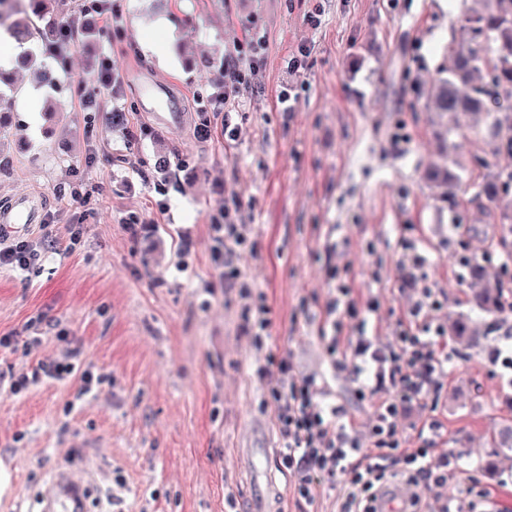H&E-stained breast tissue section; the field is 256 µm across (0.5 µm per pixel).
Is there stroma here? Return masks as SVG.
<instances>
[{
	"label": "stroma",
	"instance_id": "1",
	"mask_svg": "<svg viewBox=\"0 0 512 512\" xmlns=\"http://www.w3.org/2000/svg\"><path fill=\"white\" fill-rule=\"evenodd\" d=\"M124 16L120 48L89 0H60L33 17L31 47L60 75L58 89L16 75L21 92L0 101V207L21 194L42 221L19 237L52 248L33 269L0 270V373H34L70 358L99 382L76 376L0 389V462L13 489L0 512H37L57 467L95 475L88 512H294V475L279 466L281 439L257 369L288 354L302 373L326 372L318 334L327 303L345 286L358 305L336 314V333L359 329L392 340L428 286L433 323L470 318L479 342L448 339V374L425 408L447 433L439 449L459 467L435 495L450 512H512V451L494 447L512 410V384L488 360L505 341L503 318L476 307L462 257L477 258L495 286L506 250L487 246L492 227L470 203L468 160L488 147L452 126L480 116L431 111L427 95L447 77L482 0H112ZM318 25L307 24L309 11ZM92 22L60 65L48 50L67 16ZM269 50L236 111H214L224 57L246 34ZM167 41L157 59L150 46ZM307 46L305 70L286 56ZM109 57L118 98L84 111L76 87L98 88ZM293 107L284 110L281 94ZM125 113V125L111 115ZM210 121L212 135L196 128ZM238 130L224 138L225 126ZM169 167L158 173V155ZM452 165L457 211L430 173ZM82 183L84 203L68 190ZM241 202V284L224 281L212 226L225 199ZM420 257L405 264V254ZM376 299L379 310L364 304ZM268 308L266 328L247 329V304ZM346 419L365 428L373 400H359L348 373L328 380Z\"/></svg>",
	"mask_w": 512,
	"mask_h": 512
}]
</instances>
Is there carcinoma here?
Here are the masks:
<instances>
[{
	"mask_svg": "<svg viewBox=\"0 0 512 512\" xmlns=\"http://www.w3.org/2000/svg\"><path fill=\"white\" fill-rule=\"evenodd\" d=\"M490 2L466 19L468 39L453 50L454 69L432 92L431 104L438 112H486L493 153L512 158V107L500 106L512 98V0ZM471 203L498 217V243H506L512 236V172L478 182ZM476 302L484 310L512 312V280L479 293Z\"/></svg>",
	"mask_w": 512,
	"mask_h": 512,
	"instance_id": "carcinoma-1",
	"label": "carcinoma"
}]
</instances>
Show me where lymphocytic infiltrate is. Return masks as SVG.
<instances>
[{"label": "lymphocytic infiltrate", "instance_id": "lymphocytic-infiltrate-1", "mask_svg": "<svg viewBox=\"0 0 512 512\" xmlns=\"http://www.w3.org/2000/svg\"><path fill=\"white\" fill-rule=\"evenodd\" d=\"M265 43L254 39L237 43L224 59V82L212 94L215 111L222 112L241 89L252 87L264 59ZM445 331L427 324L417 330L402 329L397 347L378 343L374 337H355L345 351L329 345L332 369L349 372L359 397L376 403L369 442H362L354 425L343 423L345 409L336 403L316 378H296V367L280 357L260 373L269 381L275 419L281 437L280 463L294 474L296 512H312L318 492L345 478L347 489L339 512H376L374 503L382 489L381 475L402 467L410 481L442 485L456 459L435 454L443 438L437 421L419 425L418 445L402 447L398 425L409 406L424 405L438 380L447 373L448 354L439 343Z\"/></svg>", "mask_w": 512, "mask_h": 512}]
</instances>
